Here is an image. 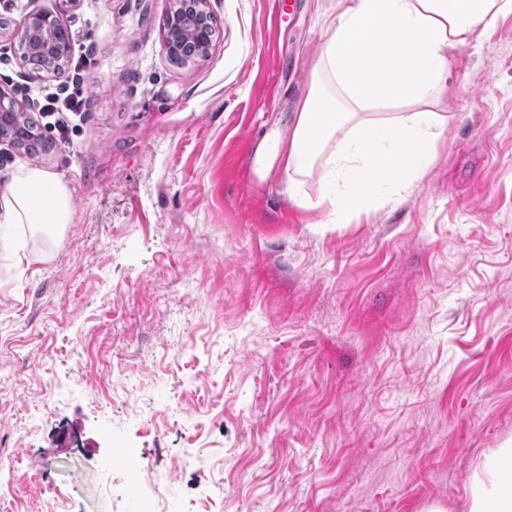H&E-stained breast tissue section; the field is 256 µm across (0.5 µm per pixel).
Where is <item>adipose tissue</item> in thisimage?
<instances>
[{
	"label": "adipose tissue",
	"instance_id": "adipose-tissue-1",
	"mask_svg": "<svg viewBox=\"0 0 512 512\" xmlns=\"http://www.w3.org/2000/svg\"><path fill=\"white\" fill-rule=\"evenodd\" d=\"M512 12V0H341L325 20V39L284 152L287 179L321 169L331 223L347 224L385 187L405 189L433 162L448 117L438 107L448 88V54ZM392 116L371 118L372 109ZM0 218L31 236L56 241L72 221L61 178L22 167L0 200ZM512 447L478 463L468 512H512Z\"/></svg>",
	"mask_w": 512,
	"mask_h": 512
}]
</instances>
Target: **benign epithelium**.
Instances as JSON below:
<instances>
[{"label": "benign epithelium", "mask_w": 512, "mask_h": 512, "mask_svg": "<svg viewBox=\"0 0 512 512\" xmlns=\"http://www.w3.org/2000/svg\"><path fill=\"white\" fill-rule=\"evenodd\" d=\"M210 0H172L162 34L161 48L168 57H179L184 65L198 64L209 56ZM25 28L35 36V52L49 56L68 41L70 32L60 17L49 10H33L25 17ZM22 106L0 87V122L9 124Z\"/></svg>", "instance_id": "7a95c632"}]
</instances>
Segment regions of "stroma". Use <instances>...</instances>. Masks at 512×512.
<instances>
[{
	"instance_id": "obj_1",
	"label": "stroma",
	"mask_w": 512,
	"mask_h": 512,
	"mask_svg": "<svg viewBox=\"0 0 512 512\" xmlns=\"http://www.w3.org/2000/svg\"><path fill=\"white\" fill-rule=\"evenodd\" d=\"M28 2L95 61L72 145L0 142V192L40 168L74 210L48 249L0 223V512H465L512 442V13L452 51L425 174L331 224L256 153L338 0H210L197 66L171 0ZM4 19L0 86L56 83ZM210 0H172L162 34L161 48L170 57H180L183 65L198 64L209 56L212 35L209 34ZM213 19L210 29L213 33Z\"/></svg>"
}]
</instances>
